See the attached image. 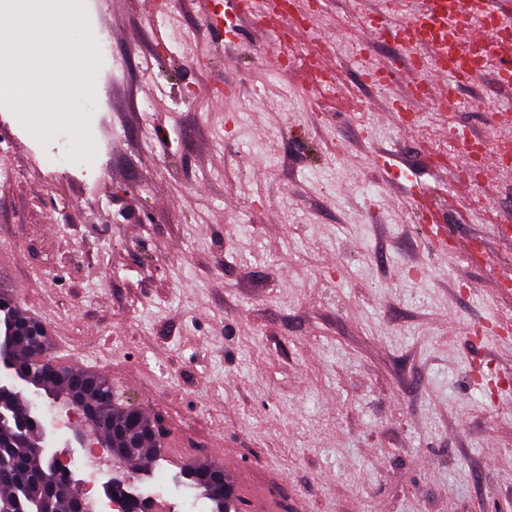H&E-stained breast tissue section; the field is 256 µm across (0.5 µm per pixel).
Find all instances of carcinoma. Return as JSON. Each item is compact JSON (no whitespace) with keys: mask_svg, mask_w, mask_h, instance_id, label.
Instances as JSON below:
<instances>
[{"mask_svg":"<svg viewBox=\"0 0 512 512\" xmlns=\"http://www.w3.org/2000/svg\"><path fill=\"white\" fill-rule=\"evenodd\" d=\"M11 324L14 344L10 363L6 366V382L0 383V512H34L38 502L48 497L51 512H68L71 498L77 494L72 476L57 470L53 458L45 456L40 441L43 424L37 406L24 395L23 388L43 391L53 403L65 400L73 379L83 384L84 396L91 401L112 392L105 378L79 373L55 363L49 354V338L28 318L5 301L0 311V324ZM116 426L129 431L138 447L129 449L123 461H135L159 452L160 434L148 430V419L142 414H126L115 410ZM218 467L194 468L186 473L194 488L201 490L212 503L211 512H239L233 484L223 480L228 494L215 493Z\"/></svg>","mask_w":512,"mask_h":512,"instance_id":"cac0c4a2","label":"carcinoma"}]
</instances>
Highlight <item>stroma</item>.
Masks as SVG:
<instances>
[{
	"instance_id": "stroma-1",
	"label": "stroma",
	"mask_w": 512,
	"mask_h": 512,
	"mask_svg": "<svg viewBox=\"0 0 512 512\" xmlns=\"http://www.w3.org/2000/svg\"><path fill=\"white\" fill-rule=\"evenodd\" d=\"M219 0H97L110 73L83 100L96 157L41 144L0 111V292L45 325L52 355L98 367L118 403L179 447L132 466L150 494L223 468L284 512H504L512 506V166L470 181L442 165L451 129L493 144L512 89L474 76L443 114L400 75L367 21L385 0H294L305 31L281 72L272 29ZM337 41L333 83L301 58ZM419 190L476 257L426 242Z\"/></svg>"
}]
</instances>
